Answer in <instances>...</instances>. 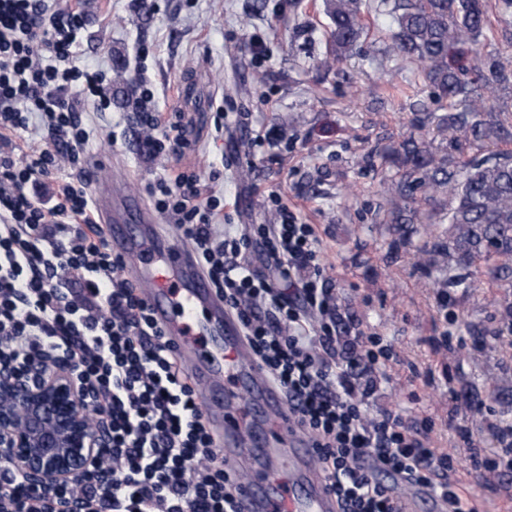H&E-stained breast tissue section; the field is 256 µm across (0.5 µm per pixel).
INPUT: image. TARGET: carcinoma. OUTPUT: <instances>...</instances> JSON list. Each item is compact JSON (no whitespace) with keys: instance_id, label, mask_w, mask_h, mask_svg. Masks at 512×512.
<instances>
[{"instance_id":"1","label":"carcinoma","mask_w":512,"mask_h":512,"mask_svg":"<svg viewBox=\"0 0 512 512\" xmlns=\"http://www.w3.org/2000/svg\"><path fill=\"white\" fill-rule=\"evenodd\" d=\"M388 0H326L330 67L353 55L364 12ZM389 54L415 63L448 111L413 113L411 131L372 151L382 182L390 246L412 249L415 266L448 273L447 286L512 288V113L498 91L512 88V48L484 49L487 0H394ZM446 224L448 231L434 227Z\"/></svg>"}]
</instances>
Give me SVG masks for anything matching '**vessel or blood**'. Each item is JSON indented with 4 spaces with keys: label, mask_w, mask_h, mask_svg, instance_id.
Returning <instances> with one entry per match:
<instances>
[{
    "label": "vessel or blood",
    "mask_w": 512,
    "mask_h": 512,
    "mask_svg": "<svg viewBox=\"0 0 512 512\" xmlns=\"http://www.w3.org/2000/svg\"><path fill=\"white\" fill-rule=\"evenodd\" d=\"M97 167L85 181L111 250L138 260L129 274L146 300L155 324L176 350L182 371L200 389L215 444L230 477L253 466L266 480L240 482L239 512H339L340 504L314 467L315 450L284 408L282 391L257 365L241 325L211 288L191 248L159 226L142 199L122 180L96 182ZM175 268V280L162 273ZM253 397L250 414L237 405L239 390ZM292 473L280 478L281 466Z\"/></svg>",
    "instance_id": "b4317fda"
}]
</instances>
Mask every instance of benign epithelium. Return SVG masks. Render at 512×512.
<instances>
[{"label": "benign epithelium", "instance_id": "benign-epithelium-1", "mask_svg": "<svg viewBox=\"0 0 512 512\" xmlns=\"http://www.w3.org/2000/svg\"><path fill=\"white\" fill-rule=\"evenodd\" d=\"M105 442L72 368L0 360V460L32 486L80 481Z\"/></svg>", "mask_w": 512, "mask_h": 512}]
</instances>
